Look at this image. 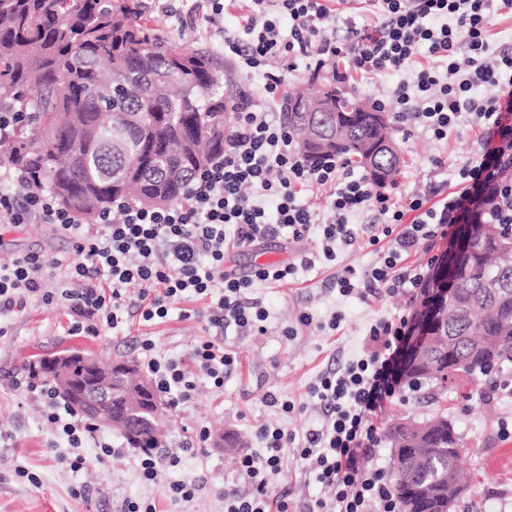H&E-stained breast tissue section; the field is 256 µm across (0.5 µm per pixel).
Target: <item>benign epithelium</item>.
<instances>
[{"instance_id": "benign-epithelium-1", "label": "benign epithelium", "mask_w": 512, "mask_h": 512, "mask_svg": "<svg viewBox=\"0 0 512 512\" xmlns=\"http://www.w3.org/2000/svg\"><path fill=\"white\" fill-rule=\"evenodd\" d=\"M428 318L417 317L409 336V348L420 351L428 342ZM57 389L74 411L93 418L104 427L134 435L150 430L162 439L171 427L166 409L153 395V381L141 375L130 360L104 366L97 358L62 353L45 361Z\"/></svg>"}]
</instances>
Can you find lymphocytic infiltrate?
<instances>
[{
  "label": "lymphocytic infiltrate",
  "mask_w": 512,
  "mask_h": 512,
  "mask_svg": "<svg viewBox=\"0 0 512 512\" xmlns=\"http://www.w3.org/2000/svg\"><path fill=\"white\" fill-rule=\"evenodd\" d=\"M249 2L248 40L225 37L224 53L240 57L246 67H263L261 93L267 104L234 99V125L223 155L197 172L183 199L162 208L118 199L113 216L86 224L78 211L61 208L47 191L19 196L0 189L1 231L48 224L73 238L79 256L66 264L27 253L1 263L0 314L22 312L33 300L60 302L72 318V334L97 336L118 326L130 299L145 322L166 318L185 298L206 300L207 335L188 360L159 354L149 337L136 340L143 370L176 409L193 402L198 377L208 379L214 390L223 389L225 371L238 363L224 345L226 328L265 333V311L247 306L244 292L295 272L294 264L282 263L237 275L224 265L227 242L241 248L284 234L298 243L315 229L324 257L331 260L336 243L359 240L349 218L366 211L376 222L362 240L378 249V261L361 275L351 267L337 274L338 292H417L428 276L403 265L404 254L422 244L454 240L465 224H512V53L492 51L488 40L494 17L512 14V0H362L370 17L362 26L352 19L353 0H339L337 11L324 0ZM423 44L432 60L419 68L415 58ZM281 58L287 59V70L274 67ZM336 58L347 59L349 72L365 78L411 74V83L394 91L396 117L435 140L447 139L464 122L479 129L480 149L457 168L456 191L436 201L427 193L403 201L374 189L367 176L355 175L337 157L310 162L300 154L282 118L279 92L288 71L302 66L316 74ZM479 87L488 97L475 96ZM313 185L329 190V220L297 202L299 190ZM245 186L252 195L242 194ZM74 281L81 283L80 292H72ZM410 332L404 317L379 321L369 331L364 357L321 377L312 394L327 416L322 428L299 435L260 427L264 449L236 460L237 485L223 493L224 512H288L287 501L272 495L268 476L280 471L289 448L308 461L329 491L308 512H398L385 470L365 467L363 460L380 442V415L396 395ZM25 387L40 398L44 418L73 448L67 466L84 469L88 459L82 449L96 441L95 426L58 404L37 380L27 379ZM180 463L173 452L137 457L142 478L163 484L175 504L192 501L198 490L195 482L173 479Z\"/></svg>",
  "instance_id": "lymphocytic-infiltrate-1"
}]
</instances>
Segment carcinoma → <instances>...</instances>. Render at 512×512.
<instances>
[{"mask_svg": "<svg viewBox=\"0 0 512 512\" xmlns=\"http://www.w3.org/2000/svg\"><path fill=\"white\" fill-rule=\"evenodd\" d=\"M348 98L312 85L287 98L288 127L316 158L332 153L363 166L362 148L393 142L371 112H299L295 101ZM230 102L224 71L211 55L188 52L142 17L132 0H0V113L21 122L0 133V162L33 175L24 183L93 222L123 197L163 206L179 201L196 170L224 154ZM396 150L376 168L397 171ZM449 303L434 318L423 354L402 379L437 389L453 374L512 368V231L471 224L455 254ZM142 450L161 448L143 429ZM391 487L399 512H448L464 497L460 438L448 417L388 427Z\"/></svg>", "mask_w": 512, "mask_h": 512, "instance_id": "obj_1", "label": "carcinoma"}]
</instances>
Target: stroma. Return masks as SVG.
<instances>
[{
    "label": "stroma",
    "mask_w": 512,
    "mask_h": 512,
    "mask_svg": "<svg viewBox=\"0 0 512 512\" xmlns=\"http://www.w3.org/2000/svg\"><path fill=\"white\" fill-rule=\"evenodd\" d=\"M144 16L180 38L191 50L218 47V36L209 32L204 20L186 24L164 16L157 0H152ZM338 67V62H330L315 78L305 70L294 71L285 87L299 89L314 80L333 83L340 93L362 103L384 101L386 115H395L393 92L398 76L372 81L354 78L340 84L334 76ZM479 136L478 129L463 125L447 140L437 142L412 123H393L392 137L402 163L385 183V190L399 198L432 187L448 195L455 186L453 167L473 156ZM437 157L445 161V168L434 166ZM335 251V260L321 257L320 238L313 233L294 247L278 239L226 253V265L246 275L268 253L297 262L298 268L295 276L283 282L257 283L248 292L249 301L266 310L267 330L251 336L233 327L227 329L224 344L238 353L240 362L225 374L223 392H214L206 379H199L192 404L169 413L168 448L183 454L177 476L204 483L197 498L185 506L171 504L162 486L143 482L130 453L102 465L94 460V450L89 447L85 450L90 457L86 469L71 471L61 462L62 457L71 455V448L55 437L52 427L40 417V402L18 388L16 381L24 376V361L67 349L91 353L104 362L136 359L134 340L140 336L151 337L161 354L185 360L204 334L203 319H183L181 309H174L166 319L143 323L134 306L129 305L117 328L98 336H75L70 332L68 311L61 304L34 302L22 313L0 316V323L9 328L7 335L0 336V512H120L127 498L156 502L160 512H224L220 490L232 484L240 453L261 450L258 429L283 426L299 434L320 427L323 414L311 396L318 378L360 358L371 325L412 314V295L408 292L371 296L360 290L340 295L334 286L337 273L346 267L365 272L377 255L359 243L340 244ZM31 252L68 262L78 259L71 239L47 224H29L0 235V262ZM305 255L314 256V265L301 264ZM303 313L313 316V325L299 323ZM335 314L341 321L332 330L327 323ZM289 327L294 328V335L284 336V329ZM269 394L294 402L295 411L285 414L267 406L265 397ZM436 413L447 415L461 438V467L470 483L464 502L470 512H512V369H504L492 378L453 376L447 389L434 400L402 389L399 397L387 405L381 423L389 425L397 416L422 420ZM198 424L209 427L215 435L227 432L238 436V447L221 449L211 442L201 450L183 451L186 428ZM22 468L36 474L38 483L19 477ZM81 486L88 489V497L75 496V488ZM270 487L273 494L287 496L290 512H305L308 504L328 495L327 489L309 474L304 460L291 451L280 473L271 476Z\"/></svg>",
    "instance_id": "obj_1"
}]
</instances>
